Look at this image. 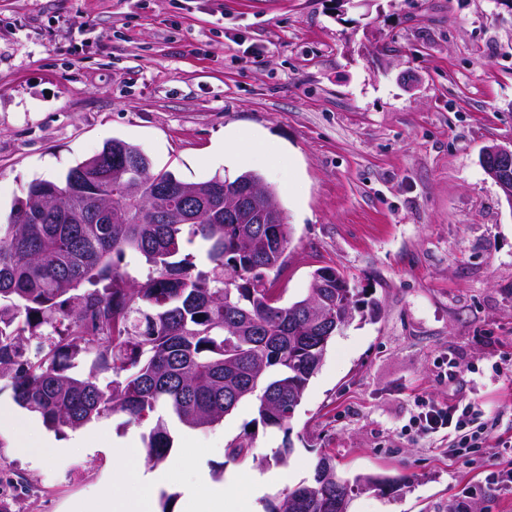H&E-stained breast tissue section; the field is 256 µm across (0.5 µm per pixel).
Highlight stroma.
<instances>
[{"label": "stroma", "instance_id": "1", "mask_svg": "<svg viewBox=\"0 0 512 512\" xmlns=\"http://www.w3.org/2000/svg\"><path fill=\"white\" fill-rule=\"evenodd\" d=\"M228 128L242 157L232 168L208 159ZM114 139L185 182L258 172L291 227L283 301L333 267L382 308L336 334L288 430L257 425L245 400L210 429L170 421V459L190 436L216 482L284 470L262 508L327 455L345 476L396 484L355 493L349 512H449L463 495L472 512H512L482 458L465 463L448 434L413 427L431 395L478 404L481 425L512 437V379L494 371L512 365V206L480 163L485 146L512 145V7L0 0V224L30 182L59 179ZM148 432L122 415L61 433L36 417L30 440L58 448L39 460L0 427V512H79L117 480L113 443ZM247 433L251 458H228Z\"/></svg>", "mask_w": 512, "mask_h": 512}]
</instances>
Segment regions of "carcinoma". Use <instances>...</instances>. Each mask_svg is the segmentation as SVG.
<instances>
[{
  "label": "carcinoma",
  "mask_w": 512,
  "mask_h": 512,
  "mask_svg": "<svg viewBox=\"0 0 512 512\" xmlns=\"http://www.w3.org/2000/svg\"><path fill=\"white\" fill-rule=\"evenodd\" d=\"M143 157L114 139L63 181L32 182L0 224V380L19 407L56 432L111 415L149 422L145 462L155 468L171 449L170 418L209 428L253 398L258 422L288 429L336 332L307 327L310 295L284 303L271 287L290 241L285 213L276 234L263 238L261 225L224 215L214 195L260 184L276 197L259 173L183 182ZM123 162L127 174L115 183L113 168ZM157 185L174 190L164 219L134 202ZM196 241L202 267L184 251ZM128 255L144 261L146 279L121 268ZM321 292L335 315L361 303L354 287ZM36 334L46 349L34 361ZM79 361L88 363L80 375L72 372ZM109 370L103 386L99 374ZM252 447V437H239L227 455L243 460ZM376 485L370 476L338 473L322 456L312 479L268 512H348L354 493Z\"/></svg>",
  "instance_id": "carcinoma-1"
}]
</instances>
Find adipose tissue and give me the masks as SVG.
Instances as JSON below:
<instances>
[{
    "label": "adipose tissue",
    "mask_w": 512,
    "mask_h": 512,
    "mask_svg": "<svg viewBox=\"0 0 512 512\" xmlns=\"http://www.w3.org/2000/svg\"><path fill=\"white\" fill-rule=\"evenodd\" d=\"M201 449L186 444L177 463L154 470L144 467L142 449L129 443L115 447L114 456L122 463L121 475L112 490L100 497L95 512H155V498L159 488L168 485L181 486L183 491L182 512H241L242 501L256 503L270 486L282 483L283 473H268L252 477L247 495L236 490V477L218 484L206 474H198L194 482H185L181 464L200 458Z\"/></svg>",
    "instance_id": "adipose-tissue-1"
}]
</instances>
